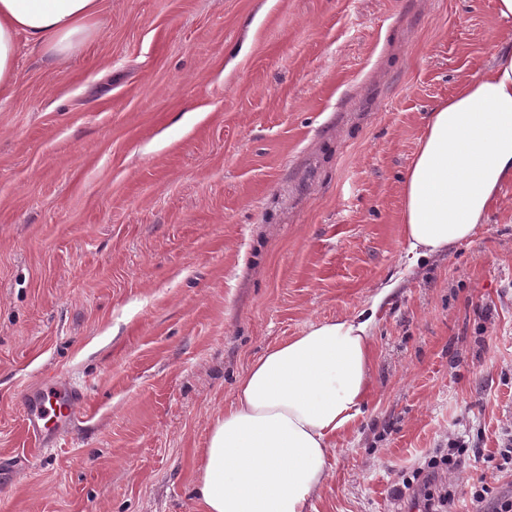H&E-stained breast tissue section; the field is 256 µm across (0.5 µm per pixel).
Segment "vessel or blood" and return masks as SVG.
I'll use <instances>...</instances> for the list:
<instances>
[{"label": "vessel or blood", "instance_id": "obj_1", "mask_svg": "<svg viewBox=\"0 0 512 512\" xmlns=\"http://www.w3.org/2000/svg\"><path fill=\"white\" fill-rule=\"evenodd\" d=\"M80 394L53 380L43 381L27 398L25 426L39 443L55 437L75 416Z\"/></svg>", "mask_w": 512, "mask_h": 512}]
</instances>
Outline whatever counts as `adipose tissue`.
<instances>
[{
    "label": "adipose tissue",
    "mask_w": 512,
    "mask_h": 512,
    "mask_svg": "<svg viewBox=\"0 0 512 512\" xmlns=\"http://www.w3.org/2000/svg\"><path fill=\"white\" fill-rule=\"evenodd\" d=\"M103 0H0V98L16 80L21 43L67 58L94 29ZM512 185V44L461 82L427 115L425 133L402 180L408 273L470 241ZM310 323L256 359L237 398L208 424L193 493L202 512H312L327 483L337 437L366 403L377 304Z\"/></svg>",
    "instance_id": "adipose-tissue-1"
}]
</instances>
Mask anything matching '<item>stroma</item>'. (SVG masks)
I'll use <instances>...</instances> for the list:
<instances>
[{
    "label": "stroma",
    "instance_id": "stroma-1",
    "mask_svg": "<svg viewBox=\"0 0 512 512\" xmlns=\"http://www.w3.org/2000/svg\"><path fill=\"white\" fill-rule=\"evenodd\" d=\"M512 42L495 0H105L0 99V512H202L210 417L311 322L401 276L314 512H408L400 472L512 426V186L415 276L425 118ZM81 390L42 448L23 395Z\"/></svg>",
    "mask_w": 512,
    "mask_h": 512
}]
</instances>
